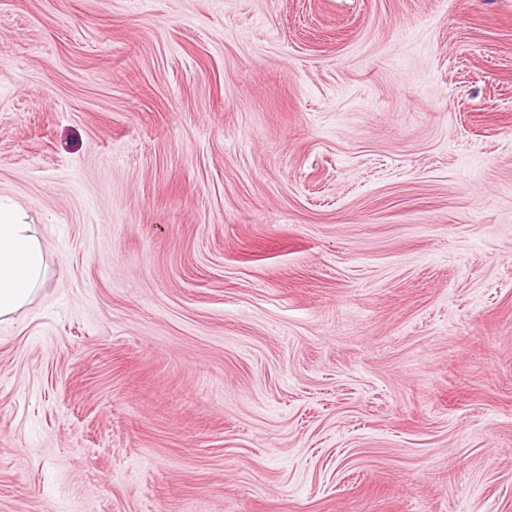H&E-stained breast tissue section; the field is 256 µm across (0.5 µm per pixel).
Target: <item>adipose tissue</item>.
Masks as SVG:
<instances>
[{"mask_svg": "<svg viewBox=\"0 0 512 512\" xmlns=\"http://www.w3.org/2000/svg\"><path fill=\"white\" fill-rule=\"evenodd\" d=\"M47 269L42 246L18 209L0 202V317L20 311Z\"/></svg>", "mask_w": 512, "mask_h": 512, "instance_id": "obj_1", "label": "adipose tissue"}]
</instances>
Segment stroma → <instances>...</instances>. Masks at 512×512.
I'll return each mask as SVG.
<instances>
[{"label":"stroma","mask_w":512,"mask_h":512,"mask_svg":"<svg viewBox=\"0 0 512 512\" xmlns=\"http://www.w3.org/2000/svg\"><path fill=\"white\" fill-rule=\"evenodd\" d=\"M0 512H512V0H0ZM18 209L0 202V317L20 311L43 280L46 257Z\"/></svg>","instance_id":"stroma-1"}]
</instances>
